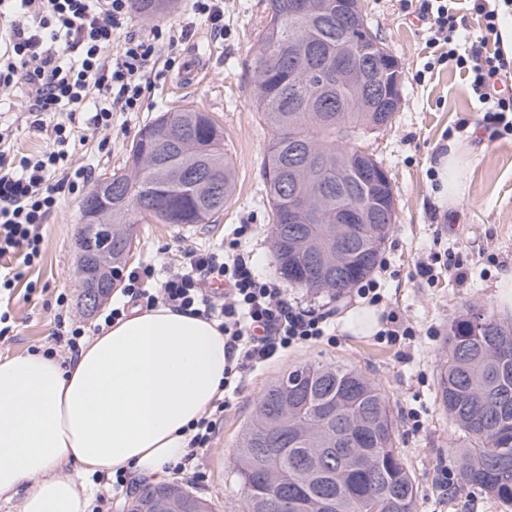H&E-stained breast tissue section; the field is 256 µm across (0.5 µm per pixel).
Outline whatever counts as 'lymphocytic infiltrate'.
Segmentation results:
<instances>
[{"label": "lymphocytic infiltrate", "mask_w": 512, "mask_h": 512, "mask_svg": "<svg viewBox=\"0 0 512 512\" xmlns=\"http://www.w3.org/2000/svg\"><path fill=\"white\" fill-rule=\"evenodd\" d=\"M486 39L459 50L458 17L449 0H417L416 13L433 29L446 52L433 65L451 64L467 73L470 89L484 106L482 118L495 135L512 136V59L501 47H489L512 0H472ZM132 0H0V88L20 84L29 89L26 112L34 128H42L48 112L91 109V122L106 130L115 111L137 110L150 68L161 59L155 39L128 36L119 55H112V35L131 14ZM53 144L39 154L22 157L18 166L0 165V258L23 254L31 265L41 257V229L58 205L54 176L70 189L87 185L92 172L74 167L69 148L78 133L56 123ZM242 224L229 244L228 256L206 249L184 251L179 268L158 271L154 264L124 276V296L146 306L162 305L216 321L224 334L228 357L225 382L254 369L277 352L328 336L331 311H321L288 297L276 280L260 277L242 245L249 236ZM226 401L189 427L188 451L175 464L177 472L195 469L199 453L213 443L224 420Z\"/></svg>", "instance_id": "obj_1"}]
</instances>
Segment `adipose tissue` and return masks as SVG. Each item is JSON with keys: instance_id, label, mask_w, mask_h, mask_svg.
Returning a JSON list of instances; mask_svg holds the SVG:
<instances>
[{"instance_id": "ef3b65f1", "label": "adipose tissue", "mask_w": 512, "mask_h": 512, "mask_svg": "<svg viewBox=\"0 0 512 512\" xmlns=\"http://www.w3.org/2000/svg\"><path fill=\"white\" fill-rule=\"evenodd\" d=\"M224 334L199 316L134 308L70 361L0 358V498L21 512H87L86 475H164L187 427L223 394ZM73 466L77 476H63Z\"/></svg>"}]
</instances>
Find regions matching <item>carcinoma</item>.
Masks as SVG:
<instances>
[{
	"instance_id": "cac0c4a2",
	"label": "carcinoma",
	"mask_w": 512,
	"mask_h": 512,
	"mask_svg": "<svg viewBox=\"0 0 512 512\" xmlns=\"http://www.w3.org/2000/svg\"><path fill=\"white\" fill-rule=\"evenodd\" d=\"M170 0H135L153 21ZM292 0H267L254 62L256 108L272 139L264 158L271 249L288 283L334 297L381 261L392 224V186L361 147L390 124L400 104L394 75L366 102L336 75L391 57L359 0L292 20ZM201 172L205 182L181 175ZM235 174L224 134L209 113L161 112L140 129L127 168L112 173L114 224H208L231 199ZM322 199L321 223H288V195ZM353 219L336 223V208ZM127 240L112 239V275L128 262ZM438 374V396L468 439L456 450L458 482L512 504V326L489 312L453 319ZM389 398L342 366L310 363L272 382L237 438L233 465L244 512H414L416 487L402 461ZM178 512H208L185 489Z\"/></svg>"
}]
</instances>
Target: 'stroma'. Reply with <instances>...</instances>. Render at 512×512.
Returning <instances> with one entry per match:
<instances>
[{"label": "stroma", "mask_w": 512, "mask_h": 512, "mask_svg": "<svg viewBox=\"0 0 512 512\" xmlns=\"http://www.w3.org/2000/svg\"><path fill=\"white\" fill-rule=\"evenodd\" d=\"M224 28L215 30L194 13L189 0H173L158 20L130 15L124 31L149 35L179 32L170 67L149 73V88L138 111L116 112L112 127L101 131L85 112L74 115L82 139L73 146L75 165L95 173L125 167L128 150L139 129L158 113L185 107L211 114L224 132L236 175V190L223 212L210 224L184 229L169 224H139L129 267L152 262L177 265L180 248L219 250L227 246L239 225H251L248 241L252 262L270 278L279 272L270 248L268 205L263 191L262 159L271 132L259 119L254 98L253 58L265 24L266 0H223ZM373 32L397 59L401 100L392 123L364 144L391 182L396 221L383 256L389 272L382 281L388 307L406 317L414 335L395 343L377 341L363 332L365 304L341 299L335 316V342L320 340L288 348L247 372L229 398L224 424L210 448L200 454L201 478L176 476V483L206 499L210 512H243L244 494L233 470L235 443L249 420L254 402L277 378L314 362L356 369L388 395L397 423V446L418 488L416 512H505L504 507L472 489L451 485L441 489L440 465H454V450L464 438L439 405L437 376L451 321L469 306L495 312L512 323V304L501 299V282L512 273V138L494 139L481 128L482 115L463 73L442 67L423 74L430 33L405 15L401 0H360ZM195 69L194 86L181 80ZM26 86L0 90V125L14 134L10 151L0 161L17 164L49 143V133L30 126L18 106ZM462 150L463 189L452 203L433 198L432 173L448 143ZM59 205L44 226L42 257L33 268L21 269L8 308L12 329L0 336V356L26 354L53 344L56 315L98 335L99 313L83 314L82 291L74 250L81 222V193L58 189ZM460 265L464 279L438 274L434 281L420 276L418 265L434 254ZM65 305H58V296Z\"/></svg>", "instance_id": "obj_1"}]
</instances>
